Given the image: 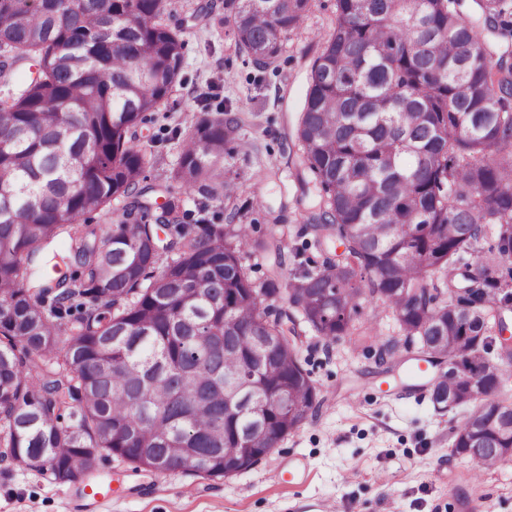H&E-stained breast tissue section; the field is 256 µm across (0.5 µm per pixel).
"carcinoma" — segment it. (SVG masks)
Segmentation results:
<instances>
[{
  "label": "carcinoma",
  "mask_w": 512,
  "mask_h": 512,
  "mask_svg": "<svg viewBox=\"0 0 512 512\" xmlns=\"http://www.w3.org/2000/svg\"><path fill=\"white\" fill-rule=\"evenodd\" d=\"M237 42L268 69L310 0H230ZM336 0L295 136L321 193L302 233L341 253L282 272L275 240L200 218L184 230L170 196L149 219L154 159L136 142L166 106L185 41L165 0H0V447L57 483L106 452L151 472H244L320 406L296 351L302 327L326 345L352 336L362 303L399 335L369 351L382 372L400 344L439 369L431 401L466 409L451 456L480 470L512 461V401L499 397L512 348V0ZM239 118L205 112L182 137L171 179L214 199ZM119 197L101 230L81 217ZM174 237L160 247V233ZM497 240V260L466 256ZM59 244L69 274L35 282ZM274 257L253 282L244 260ZM286 296L288 307L272 301ZM78 309L58 347L62 319ZM240 389L242 408L226 403ZM69 414L71 423L62 422Z\"/></svg>",
  "instance_id": "carcinoma-1"
}]
</instances>
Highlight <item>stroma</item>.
<instances>
[{
  "label": "stroma",
  "instance_id": "1",
  "mask_svg": "<svg viewBox=\"0 0 512 512\" xmlns=\"http://www.w3.org/2000/svg\"><path fill=\"white\" fill-rule=\"evenodd\" d=\"M163 20L186 41L167 110L148 114L137 140L158 160L143 173L165 188L181 132L202 113L244 114L237 132L248 150L224 154L231 196L213 210L240 209L253 238L282 242L284 270L320 266L305 246L297 208L302 173L293 121L304 102L314 58L334 29L335 0H311L284 44L277 71H260L239 48L225 0H166ZM318 389V410L249 471L224 480L181 472L145 473L103 457L95 481L112 486L108 501L83 482H54L45 471L0 462V512H512V462L472 482L470 461L451 457L459 412L434 409L428 375L408 380L413 351L400 350L390 373L352 341L325 345L306 336L299 347Z\"/></svg>",
  "mask_w": 512,
  "mask_h": 512
}]
</instances>
